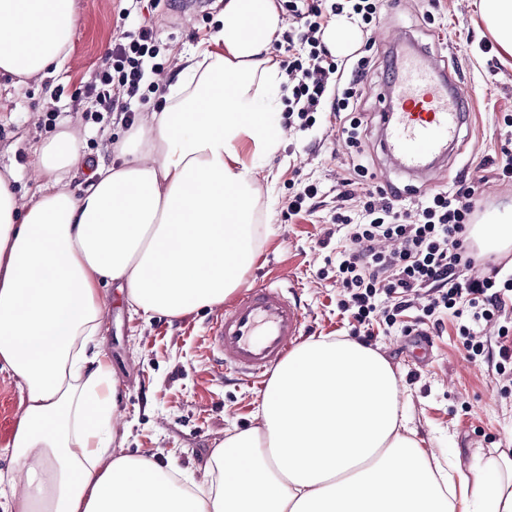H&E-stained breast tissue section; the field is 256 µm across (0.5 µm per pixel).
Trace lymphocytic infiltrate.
<instances>
[{"label": "lymphocytic infiltrate", "instance_id": "1", "mask_svg": "<svg viewBox=\"0 0 512 512\" xmlns=\"http://www.w3.org/2000/svg\"><path fill=\"white\" fill-rule=\"evenodd\" d=\"M298 19L288 33L290 51L282 62L291 94L285 113L297 117L300 129L316 122L317 112L330 110L339 121L342 138L355 150L342 178L343 201L356 202L359 216L336 213L332 221L347 229L346 245L336 258L341 307L353 320L369 325L375 313L387 324L426 302L417 324L441 329L451 315L469 356L485 355L483 332L497 324L498 372L512 365V277H502V264L479 256L467 241V231L479 201L475 186L458 181L409 210L396 195L374 185L359 151L362 118L360 89L374 67L372 57L354 54L349 65L338 64L322 37L331 16L356 17L369 30L377 17L378 0H288ZM160 52L153 28L123 30L112 43L104 63L92 77L102 89V111L116 114L124 125L135 119L133 99L144 98L145 62Z\"/></svg>", "mask_w": 512, "mask_h": 512}]
</instances>
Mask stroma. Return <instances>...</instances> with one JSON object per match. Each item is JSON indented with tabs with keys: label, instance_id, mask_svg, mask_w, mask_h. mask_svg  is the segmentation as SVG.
Here are the masks:
<instances>
[{
	"label": "stroma",
	"instance_id": "1",
	"mask_svg": "<svg viewBox=\"0 0 512 512\" xmlns=\"http://www.w3.org/2000/svg\"><path fill=\"white\" fill-rule=\"evenodd\" d=\"M175 0H154L152 9L128 10L127 0H77L70 34L71 50L58 72L19 85L0 80V169L16 167L13 188L31 196L37 189L27 165L31 143L65 129L79 118L82 153L87 160L111 158V142L125 127L114 116L102 123L92 117L99 105L88 85L101 66L122 25L147 24L157 33L163 70L146 73L157 94L139 107L159 111L164 90L185 67L198 43L214 34L224 0H211L206 14L176 12ZM478 0H383L370 35H357L355 50H368L377 62L364 82L360 110L365 117L364 163L373 175L404 178L391 170L380 146L377 92L385 79L389 49L408 35L427 51L444 56L458 72L476 105L471 134L444 168L445 187L459 178L479 186L480 202L473 222L512 206V184L499 178L504 152H512V60L501 61L493 39L480 20ZM333 114L321 112L315 125L283 130L275 153L262 160L256 185L259 247L244 273L242 288L271 275L296 287L304 310L307 337H351L337 307L336 252L344 246L330 217L336 207L337 183L350 149L336 134ZM306 183L318 184L323 196L314 212L285 218L289 195ZM105 301L102 347L115 380V399L122 415L111 443L113 455H142L201 480L217 445L233 432L256 426L264 391L217 370L210 359L211 310L181 316L133 313L117 288H103ZM373 349L392 365L404 387L403 404L422 448L452 459L473 475L491 449L512 448V396L504 395L494 361L468 359L453 318L417 357L400 327L374 321ZM21 393L8 372H0V468L9 465L4 449L12 436Z\"/></svg>",
	"mask_w": 512,
	"mask_h": 512
}]
</instances>
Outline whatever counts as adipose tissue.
Here are the masks:
<instances>
[{"instance_id": "obj_1", "label": "adipose tissue", "mask_w": 512, "mask_h": 512, "mask_svg": "<svg viewBox=\"0 0 512 512\" xmlns=\"http://www.w3.org/2000/svg\"><path fill=\"white\" fill-rule=\"evenodd\" d=\"M478 8L512 56V0ZM75 17L76 0H0V77L60 68ZM281 33L276 0H225L166 106L113 145L119 164L99 165L88 193L65 184L82 156L68 128L31 148L47 179L37 195L20 199L0 173V371L21 392L0 512H512V448L450 481L409 427L391 364L332 336L289 354L258 426L215 449L203 483L111 453L101 286L135 312L180 316L239 285L256 253L258 164L281 138Z\"/></svg>"}]
</instances>
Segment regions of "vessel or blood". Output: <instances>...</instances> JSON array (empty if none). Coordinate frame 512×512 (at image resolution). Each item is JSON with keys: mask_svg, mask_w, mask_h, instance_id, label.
Wrapping results in <instances>:
<instances>
[{"mask_svg": "<svg viewBox=\"0 0 512 512\" xmlns=\"http://www.w3.org/2000/svg\"><path fill=\"white\" fill-rule=\"evenodd\" d=\"M399 44L389 87L381 94V148L401 173L424 178L432 186L442 181L440 160L470 126L471 96L447 63L410 37H402ZM305 335L295 290L271 280L241 291L211 318L215 365L249 384H264Z\"/></svg>", "mask_w": 512, "mask_h": 512, "instance_id": "b4317fda", "label": "vessel or blood"}]
</instances>
